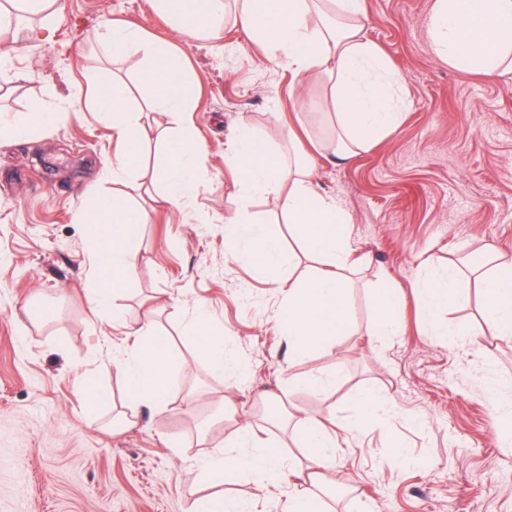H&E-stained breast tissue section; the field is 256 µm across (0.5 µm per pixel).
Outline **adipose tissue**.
<instances>
[{"label": "adipose tissue", "mask_w": 512, "mask_h": 512, "mask_svg": "<svg viewBox=\"0 0 512 512\" xmlns=\"http://www.w3.org/2000/svg\"><path fill=\"white\" fill-rule=\"evenodd\" d=\"M335 15V26L318 28L310 23L314 4ZM152 8L177 24L181 36L197 40L209 37L223 18L225 0H151ZM363 0H242L237 23L253 33L257 43L277 51L287 60L298 83L335 75L332 98L336 113L337 156L349 157L355 148L393 130L400 114L395 89L401 74L392 71L373 43L361 35ZM431 37L436 54L450 67L484 75H502L512 69V0H434ZM102 49L115 58L143 54L146 64L140 81L148 89V110L167 116L177 132L167 139L158 180L165 200L186 204L201 185L203 148L193 130L183 127L181 116L192 101V83L181 64L178 47L169 41H150L135 29L103 27ZM99 116L112 124L117 138L112 157V181L123 183L137 168L146 139L141 114L129 104L125 85L118 81L99 84L95 91ZM55 118L38 109L18 115L0 114V143L34 137ZM270 140L250 128H239L229 150L230 165L243 200L268 194L276 210L287 213L296 233L315 253L330 257L329 266L289 288L283 299L280 324L295 352L307 353L347 335L350 330V298L342 276L350 268L347 242L349 218L337 200L320 193L310 169L292 168L271 151ZM91 242L90 302L98 316H106L114 293L125 288L135 266L131 243L142 232L143 215L120 193L96 198L80 213ZM234 243L247 241L245 260L269 271L282 263L277 238L263 226L236 217L225 226ZM465 271L449 267L445 276L420 287L423 314H431L456 295ZM487 298L486 322L500 336L512 335V264H496L480 280ZM199 342L198 355L215 370L232 364L222 337L213 335L204 309H196L187 326ZM144 340L116 357L124 374L127 410L117 422L136 425L139 406L158 410L168 403L173 375L183 362L175 356L166 337L155 335L151 322L139 329ZM335 423L308 418L299 423V440L307 450V464H288L269 442L258 439L250 422L238 426L232 462L214 454L200 465L210 480L223 479L225 468L246 475L263 488L288 485L281 512H319L315 493L320 480L333 468Z\"/></svg>", "instance_id": "1"}]
</instances>
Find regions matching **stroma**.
I'll list each match as a JSON object with an SVG mask.
<instances>
[{
	"label": "stroma",
	"instance_id": "obj_1",
	"mask_svg": "<svg viewBox=\"0 0 512 512\" xmlns=\"http://www.w3.org/2000/svg\"><path fill=\"white\" fill-rule=\"evenodd\" d=\"M432 4L364 0L363 35L403 76L404 108L394 131L341 163L325 156L336 129L332 80L296 83L285 60L261 55L233 15L215 37L192 41L147 0H58L33 17L39 35L0 32V43H17L0 67V110L56 114L33 141L0 146V512H189L194 490L223 494L248 512H277L287 488L242 477L205 484L198 463L220 451L234 456L224 443L242 421L304 457L293 427L263 413V395L298 419L354 420L352 399L370 386L388 395L393 416L339 436L329 477L349 488L341 498L323 495L325 512H512V443L499 437V410L512 408V341L487 328L476 280L436 313L446 336L427 330L415 289L491 246L512 259V79L439 59ZM107 25L180 47L197 85L184 120L206 155L191 203L165 202L155 178L167 118L144 112L148 140L127 188L144 228L115 322L95 316L86 295L90 244L79 213L92 195L111 192L104 161L114 149L111 129L92 110L91 83L118 79L137 105L148 91L137 81L142 56L103 53L98 33ZM243 124L272 135L280 157L303 156L318 190L350 219L351 329L309 355H295L279 327L281 289L224 234L239 207L225 158ZM251 212L281 243L280 276L326 264L266 197H255ZM380 287L403 297L400 332L385 348L368 336ZM155 297L165 301L156 331L186 366L166 409L141 408L138 426L122 429L112 420L126 390L112 356L138 344L135 331ZM199 305L245 373H216L198 357L183 326ZM465 332L475 333L474 345H463ZM317 372L331 380L321 391L288 384Z\"/></svg>",
	"mask_w": 512,
	"mask_h": 512
}]
</instances>
